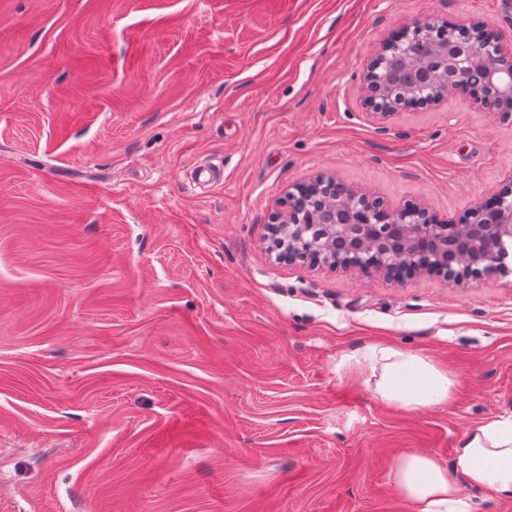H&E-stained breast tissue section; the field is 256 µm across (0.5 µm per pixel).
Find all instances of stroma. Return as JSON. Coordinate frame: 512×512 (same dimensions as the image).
Here are the masks:
<instances>
[{
    "label": "stroma",
    "instance_id": "obj_1",
    "mask_svg": "<svg viewBox=\"0 0 512 512\" xmlns=\"http://www.w3.org/2000/svg\"><path fill=\"white\" fill-rule=\"evenodd\" d=\"M429 14L512 37V0H0V512H414L395 462L512 414V270L266 251L316 174L457 218L512 171V117L466 95L366 114L374 48ZM374 342L452 399L382 402ZM357 366L368 373L374 394L383 402L405 411L447 403L455 381L447 370L428 357L387 344L365 347Z\"/></svg>",
    "mask_w": 512,
    "mask_h": 512
}]
</instances>
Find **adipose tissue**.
Listing matches in <instances>:
<instances>
[{"mask_svg":"<svg viewBox=\"0 0 512 512\" xmlns=\"http://www.w3.org/2000/svg\"><path fill=\"white\" fill-rule=\"evenodd\" d=\"M357 366L367 373L375 395L405 411L447 403L455 381L428 357L387 344L366 346ZM398 494L415 512H469L458 493L459 483L512 501V415L486 419L457 443L452 468L432 455L412 452L393 470Z\"/></svg>","mask_w":512,"mask_h":512,"instance_id":"1","label":"adipose tissue"}]
</instances>
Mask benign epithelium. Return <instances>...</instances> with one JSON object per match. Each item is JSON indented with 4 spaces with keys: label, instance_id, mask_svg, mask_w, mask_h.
Returning a JSON list of instances; mask_svg holds the SVG:
<instances>
[{
    "label": "benign epithelium",
    "instance_id": "7a95c632",
    "mask_svg": "<svg viewBox=\"0 0 512 512\" xmlns=\"http://www.w3.org/2000/svg\"><path fill=\"white\" fill-rule=\"evenodd\" d=\"M431 17L411 20L388 34L372 53L363 76V105L386 124L398 111L430 109L478 72L494 98L477 99L497 111L512 109V42L484 20L468 18L452 38L418 59L411 40L440 26ZM269 251L282 265L305 264L403 283L417 275L475 285L506 271L499 247L512 237V173L456 220L440 218L422 200L391 204L381 196L318 175L288 186L267 224Z\"/></svg>",
    "mask_w": 512,
    "mask_h": 512
}]
</instances>
